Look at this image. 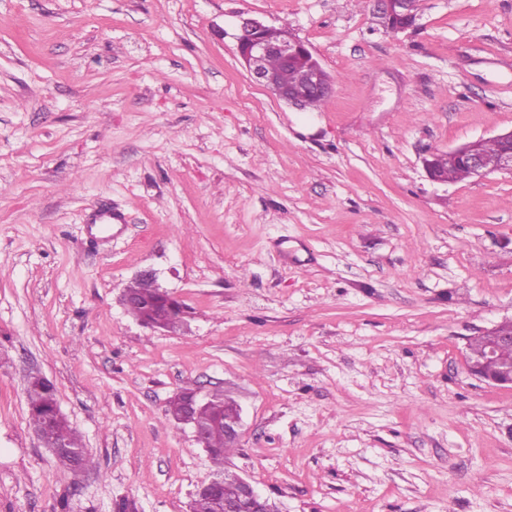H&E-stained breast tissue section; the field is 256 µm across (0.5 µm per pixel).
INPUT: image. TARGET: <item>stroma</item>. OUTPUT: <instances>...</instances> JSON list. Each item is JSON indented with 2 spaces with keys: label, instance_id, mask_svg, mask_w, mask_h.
Returning a JSON list of instances; mask_svg holds the SVG:
<instances>
[{
  "label": "stroma",
  "instance_id": "stroma-1",
  "mask_svg": "<svg viewBox=\"0 0 512 512\" xmlns=\"http://www.w3.org/2000/svg\"><path fill=\"white\" fill-rule=\"evenodd\" d=\"M243 13L333 94L257 84ZM511 129L512 0L397 34L373 0H0V512H189L186 385L238 404L224 465L278 512H512V387L467 371L512 320V174L425 168ZM147 273L185 324L129 314ZM32 374L94 468L60 474ZM240 31L237 40L240 59L254 80L277 98L306 108L308 98L313 95L308 107L316 108L332 93L333 81L320 59L290 31L276 29L255 17H241ZM269 58L278 60L279 69L268 68ZM288 70L297 72L294 82L285 80ZM57 403L55 386L47 379H36L27 386V405L30 422L37 428H42V440L47 448H56L59 443H67L70 448L79 451L82 469L93 468L96 463L93 456L84 448L81 437L70 426L63 415L55 414ZM49 416H53L55 422L52 426L44 427ZM33 427V426H32ZM35 432L40 436V431Z\"/></svg>",
  "mask_w": 512,
  "mask_h": 512
}]
</instances>
